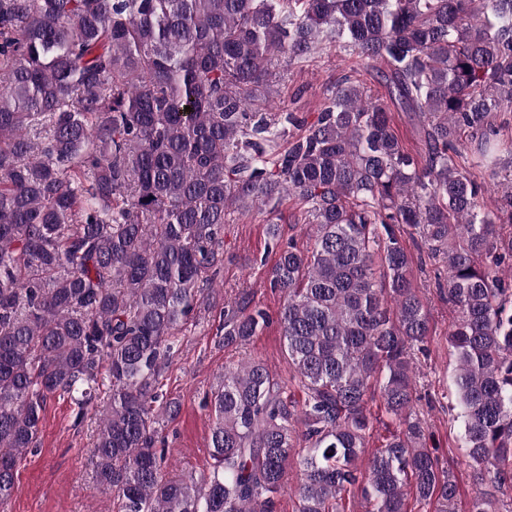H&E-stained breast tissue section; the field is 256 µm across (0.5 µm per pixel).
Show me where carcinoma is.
Returning a JSON list of instances; mask_svg holds the SVG:
<instances>
[{
	"instance_id": "cac0c4a2",
	"label": "carcinoma",
	"mask_w": 512,
	"mask_h": 512,
	"mask_svg": "<svg viewBox=\"0 0 512 512\" xmlns=\"http://www.w3.org/2000/svg\"><path fill=\"white\" fill-rule=\"evenodd\" d=\"M330 46L385 65L423 157L402 150L389 107L351 73L311 118L269 111L277 62ZM504 112L512 0H0V508L47 398L75 392L82 409L105 380L93 460L117 512H277L287 490L296 512H345L356 485L366 512H407L410 492L456 512L457 481L415 410L429 316L397 224L446 266L449 411L470 466L512 488ZM473 168L504 187L493 211ZM290 194L312 247L282 243L277 224L267 235L293 374L254 358L224 371L207 402L210 470L166 471L156 438L180 404L158 389L179 337L219 297L224 226ZM269 322L241 292L224 306V345ZM376 397L385 423L368 408ZM376 422L387 435L362 470ZM469 512H496L495 500L479 492Z\"/></svg>"
}]
</instances>
